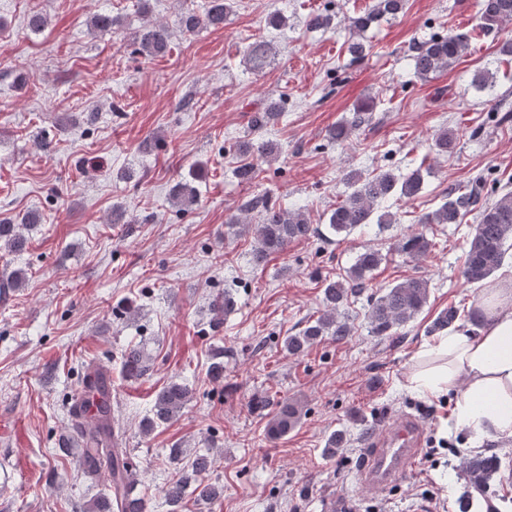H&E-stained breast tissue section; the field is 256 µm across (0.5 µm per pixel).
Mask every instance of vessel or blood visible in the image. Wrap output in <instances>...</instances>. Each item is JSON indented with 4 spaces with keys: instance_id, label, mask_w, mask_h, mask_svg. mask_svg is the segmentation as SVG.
Instances as JSON below:
<instances>
[{
    "instance_id": "vessel-or-blood-1",
    "label": "vessel or blood",
    "mask_w": 512,
    "mask_h": 512,
    "mask_svg": "<svg viewBox=\"0 0 512 512\" xmlns=\"http://www.w3.org/2000/svg\"><path fill=\"white\" fill-rule=\"evenodd\" d=\"M420 440L421 430L413 420L387 427L375 443L363 483L375 493L396 484L413 463Z\"/></svg>"
}]
</instances>
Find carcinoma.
I'll return each instance as SVG.
<instances>
[{
    "label": "carcinoma",
    "mask_w": 512,
    "mask_h": 512,
    "mask_svg": "<svg viewBox=\"0 0 512 512\" xmlns=\"http://www.w3.org/2000/svg\"><path fill=\"white\" fill-rule=\"evenodd\" d=\"M405 0H374V3L359 16L352 19L353 33L364 31L371 24L387 17L395 16L404 8ZM235 0H208L207 7L201 13L187 10L181 14L182 31L193 33L201 28L219 29L234 11ZM512 23V0H480L477 14V29L482 34L500 31ZM118 19L108 12H97L91 17V25L100 31H111ZM171 31L162 23H149L132 36L135 51L149 57L168 51ZM466 38L461 34L450 33L446 36L432 37L412 47L413 68L415 74L427 79L443 72L462 56L466 50ZM272 44L264 38H257L247 46L246 60L250 69L256 73L269 64ZM375 109L374 100L358 103L352 116L328 130L329 138L343 141L358 128L371 120ZM281 115V101L274 100L262 112H256L251 118L254 134L237 144L240 154L255 156L263 160L275 158L279 152L278 144L256 135ZM438 154L448 155L454 152V132L444 128L435 138ZM430 168L418 166L409 173L395 174L391 171L363 173L350 170L344 179L351 192L328 216V224L336 234L350 233L356 228L368 224H377L384 231L394 223L389 212L377 213V209L391 199H411L423 189L425 176ZM202 176L197 170L190 178L176 182L170 190V196L183 208L188 209L196 203L197 188L195 181ZM478 193L471 190L465 193H448L446 200L434 211L421 217L423 224H459L461 217L476 206ZM251 207L259 211V224L255 227L258 247L254 258L260 262L271 254L281 253L293 242L310 238L314 227L305 215L299 211L285 209L271 198L255 197ZM38 216L29 212L20 220H0V247L15 252L23 244L21 229L38 223ZM512 247V192L508 191L491 202L479 206L477 224L469 241L463 264V275L470 283H480L491 277L504 263L509 248ZM432 248L423 234H414L395 239V251L416 258L427 254ZM385 260V255L374 249L359 253L349 268L346 281H333L326 284L323 295L325 311L308 325L301 333L286 339L285 347L290 354H299L324 336L343 339L350 335V325L338 316L337 310L347 301L348 295L367 287L373 271ZM428 299V283L422 278H408L393 286L379 289L370 296L368 320L371 333L375 336H391L397 329L413 320ZM459 317V310L453 306L440 313L434 323V329L443 331L453 326ZM124 371L139 377L146 370L143 354L132 348L122 356ZM191 393L188 388L177 382H171L158 394L154 405L153 418L146 421L145 428L156 422H167L179 415L189 404ZM301 419V410L295 402L281 404L271 415L266 425V434L277 439L292 431ZM84 465L87 473L104 477L107 481V494L94 501L89 512H146L144 500L132 494L135 483L132 457L117 443H105L101 432L88 435L84 444ZM495 459L487 456H475L466 463L468 474L479 477H493ZM211 468L209 456L199 454L184 466L178 468V475L162 489L166 501L172 507L171 512H180L186 496L187 484H194L196 497L200 500H212L219 495L218 487L206 479Z\"/></svg>",
    "instance_id": "cac0c4a2"
}]
</instances>
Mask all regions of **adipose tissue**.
Returning <instances> with one entry per match:
<instances>
[{"label":"adipose tissue","mask_w":512,"mask_h":512,"mask_svg":"<svg viewBox=\"0 0 512 512\" xmlns=\"http://www.w3.org/2000/svg\"><path fill=\"white\" fill-rule=\"evenodd\" d=\"M475 305L484 314L478 336L461 329L420 349L410 383L427 396L455 393L454 425L479 445L512 437V274L488 283Z\"/></svg>","instance_id":"1"}]
</instances>
